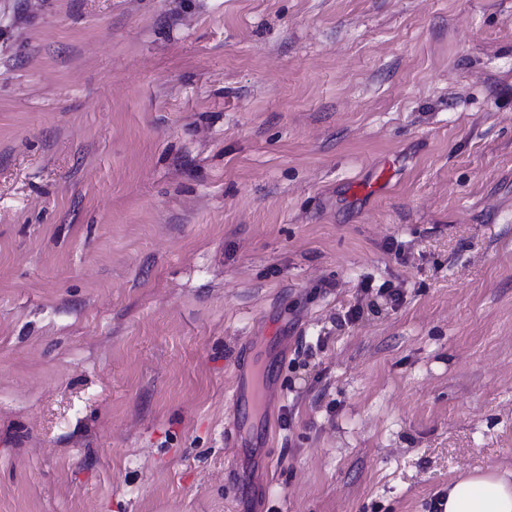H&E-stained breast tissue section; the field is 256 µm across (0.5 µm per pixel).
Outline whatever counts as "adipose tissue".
<instances>
[{"label":"adipose tissue","mask_w":512,"mask_h":512,"mask_svg":"<svg viewBox=\"0 0 512 512\" xmlns=\"http://www.w3.org/2000/svg\"><path fill=\"white\" fill-rule=\"evenodd\" d=\"M443 512H512V479L477 471L448 489Z\"/></svg>","instance_id":"ef3b65f1"}]
</instances>
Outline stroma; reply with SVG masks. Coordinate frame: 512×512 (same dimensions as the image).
Masks as SVG:
<instances>
[{"label": "stroma", "mask_w": 512, "mask_h": 512, "mask_svg": "<svg viewBox=\"0 0 512 512\" xmlns=\"http://www.w3.org/2000/svg\"><path fill=\"white\" fill-rule=\"evenodd\" d=\"M489 468L512 0H0V512H436Z\"/></svg>", "instance_id": "35a3bbf8"}]
</instances>
